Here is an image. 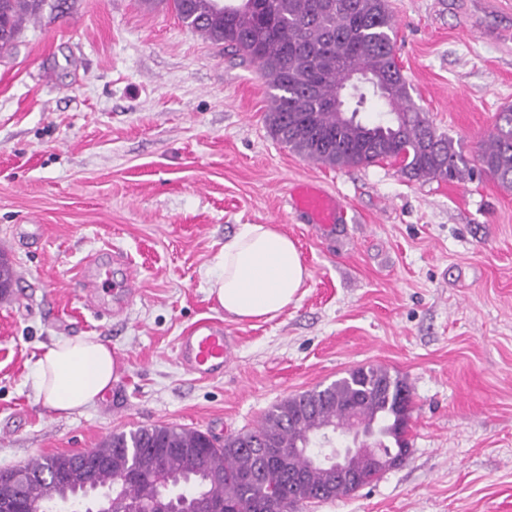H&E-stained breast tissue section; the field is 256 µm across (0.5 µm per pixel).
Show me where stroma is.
<instances>
[{
  "label": "stroma",
  "instance_id": "35a3bbf8",
  "mask_svg": "<svg viewBox=\"0 0 512 512\" xmlns=\"http://www.w3.org/2000/svg\"><path fill=\"white\" fill-rule=\"evenodd\" d=\"M411 95L477 166L512 108V0H388ZM255 65L185 26L166 0H64L25 21L0 58V470L96 447L154 425L216 438L357 365L404 376L410 454L356 492L298 512H512V188L486 175L416 180L382 161L338 169L273 138ZM309 181L347 206L307 224L287 198ZM243 224H273L310 273L270 321H239L209 293V268ZM119 254L98 309L85 268ZM213 319L239 344L224 376L176 359ZM95 335L120 377L92 407L39 401L35 361Z\"/></svg>",
  "mask_w": 512,
  "mask_h": 512
}]
</instances>
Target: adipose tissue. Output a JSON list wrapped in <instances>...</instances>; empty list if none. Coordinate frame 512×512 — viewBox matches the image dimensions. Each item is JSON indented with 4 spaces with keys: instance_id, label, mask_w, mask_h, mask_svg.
<instances>
[{
    "instance_id": "obj_1",
    "label": "adipose tissue",
    "mask_w": 512,
    "mask_h": 512,
    "mask_svg": "<svg viewBox=\"0 0 512 512\" xmlns=\"http://www.w3.org/2000/svg\"><path fill=\"white\" fill-rule=\"evenodd\" d=\"M309 277L294 241L273 224H244L227 238L211 270V292L239 320L272 319L296 303ZM119 376L111 348L96 336L62 338L36 361L32 385L52 411L95 404Z\"/></svg>"
}]
</instances>
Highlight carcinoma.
<instances>
[{
  "label": "carcinoma",
  "instance_id": "obj_1",
  "mask_svg": "<svg viewBox=\"0 0 512 512\" xmlns=\"http://www.w3.org/2000/svg\"><path fill=\"white\" fill-rule=\"evenodd\" d=\"M47 0H0V52L15 45L27 16ZM177 17L215 44L257 66L268 88L266 122L295 153L337 168L389 160L417 180L460 182L474 176L452 137L416 107L395 57V20L388 0H170ZM386 78L372 90L390 120L357 118L368 102L336 109L345 72ZM481 172L512 187V109L498 114L480 155ZM412 412L407 382L381 366H359L329 385L271 406L250 430L224 436L158 425L114 433L89 453L33 459L0 471L15 512H76L108 500L111 512H295L303 502L346 496L377 478L379 459L405 461ZM354 431L373 452L351 457L348 473L326 456L336 429ZM393 440L394 446L386 444Z\"/></svg>",
  "mask_w": 512,
  "mask_h": 512
}]
</instances>
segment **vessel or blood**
I'll use <instances>...</instances> for the list:
<instances>
[{
	"label": "vessel or blood",
	"instance_id": "obj_1",
	"mask_svg": "<svg viewBox=\"0 0 512 512\" xmlns=\"http://www.w3.org/2000/svg\"><path fill=\"white\" fill-rule=\"evenodd\" d=\"M294 209L307 214L312 223L328 227L346 220L344 206L333 196L308 184L296 185L291 193ZM235 340L224 333L223 324L204 320L178 339V360L188 371L209 378L228 367Z\"/></svg>",
	"mask_w": 512,
	"mask_h": 512
}]
</instances>
